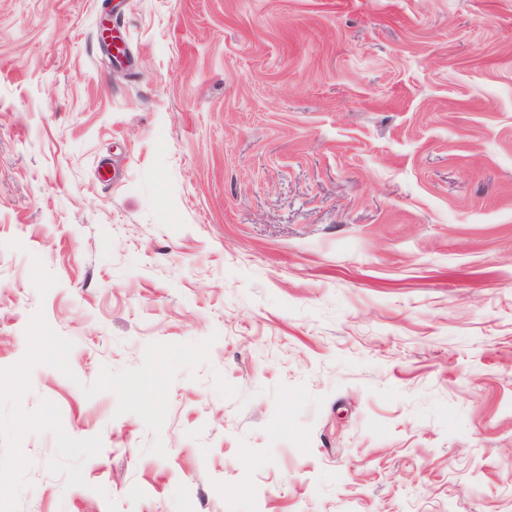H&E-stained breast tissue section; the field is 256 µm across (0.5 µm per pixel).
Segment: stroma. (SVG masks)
I'll list each match as a JSON object with an SVG mask.
<instances>
[{
    "instance_id": "stroma-1",
    "label": "stroma",
    "mask_w": 512,
    "mask_h": 512,
    "mask_svg": "<svg viewBox=\"0 0 512 512\" xmlns=\"http://www.w3.org/2000/svg\"><path fill=\"white\" fill-rule=\"evenodd\" d=\"M39 310L102 448L19 512H512V0H0V367ZM209 337L160 435L81 389Z\"/></svg>"
}]
</instances>
